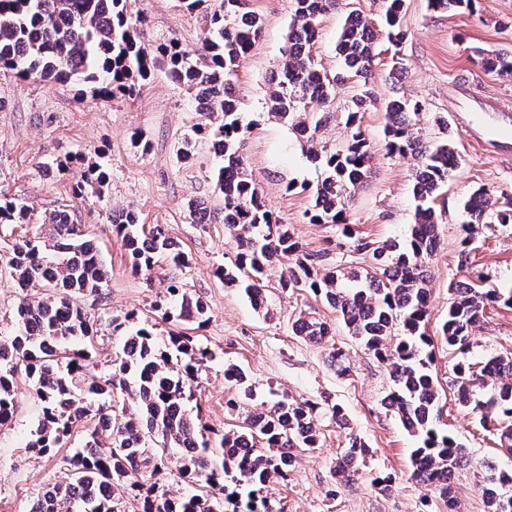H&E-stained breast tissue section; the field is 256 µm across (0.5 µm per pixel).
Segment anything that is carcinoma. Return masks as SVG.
<instances>
[{"label":"carcinoma","instance_id":"obj_1","mask_svg":"<svg viewBox=\"0 0 512 512\" xmlns=\"http://www.w3.org/2000/svg\"><path fill=\"white\" fill-rule=\"evenodd\" d=\"M385 28L354 9L345 17L336 41L342 58L341 76H330L318 67L313 48L320 19L335 9L336 0H293L288 51L272 73L275 90L269 109L306 141L314 139L328 119L307 111L310 104H324L338 82L352 80L362 87L348 113V137L335 151L310 150L320 170L313 189L309 221L341 224L348 233L346 201L370 174L373 152L357 125V114L375 101L372 85L378 65V37L392 45L406 37L401 26L403 0H381ZM477 0H430L431 8L448 12L476 9ZM263 28L262 18L239 6V0H221L210 16V38L204 52L193 54L172 43L161 49L170 77L188 89L209 92L206 105H198L204 120L192 126V136L182 148V158L192 156V138H213L224 165L215 182L224 197V229L238 244L233 266L222 270L224 283L244 289L255 310L267 309V270L286 265L279 285L291 291H309L336 311L350 335L390 368L393 381L385 397L408 431L420 440L411 452V476L439 491L455 512L452 484L444 482L454 470L470 462L463 444L439 430L441 410L432 373L434 347L426 331L429 317V281L423 259L433 254L439 241L434 204L447 184L460 155L453 140L436 146L424 144L414 132L422 105L400 97L385 104V149L390 156L410 155L418 160L413 196L417 201L410 239L383 243L357 241L355 250L369 255L371 270H327L322 257L310 254L261 201L245 170L243 146L248 127L242 124L241 99L236 77ZM488 73L512 75V55H481ZM0 70L42 81H73L78 94L108 97L132 95L134 82L151 74L149 56L138 30L127 15L126 0H0ZM86 183L102 190L109 172L98 163L87 167ZM471 219L470 231L491 218L512 224V210L492 212L490 200L480 190L464 200ZM30 210L9 197H0V224H28ZM111 222L137 271H150L166 255L178 266L185 255L164 226L144 229L138 213L126 208L112 214ZM53 233L49 240L26 235L16 238L8 257L0 256L18 288H50L45 300L21 295L14 313L15 332L0 336V425L14 413L16 377L21 375L41 406V418L29 448L39 455L62 447L81 423L86 436L82 446L65 458L67 477L42 489L29 512H124L115 487L140 486L147 468L165 462L175 448L181 453L180 474L196 486L191 495L173 496L150 491L143 512H272L270 503L257 496V487L280 478L293 466L295 449L318 448V403L286 395L268 404L253 406L242 424L216 438L188 408L193 383L213 358L196 337L171 331L165 339L147 323L125 336L113 359L112 373L91 377L82 351L70 353L76 342L93 345L94 318L79 303L84 296L99 297L110 279L109 270L82 225L65 210L48 216ZM176 302L160 300L152 310L161 319L195 323L202 327L206 307L170 288ZM451 301L442 325L448 355L455 358L448 386L458 404L479 417L481 427L499 436L501 446L512 452V355H493L481 362L468 358L471 336L484 322L487 306L501 299L493 289L471 283L451 285ZM297 335L311 343L329 336L326 322L303 316L295 323ZM399 341L388 345V339ZM241 397L252 399V385L236 368L227 370ZM491 389L484 400L477 384ZM368 453L358 438L337 459L333 474L348 482L357 474ZM487 512H512V472L490 468L482 486Z\"/></svg>","mask_w":512,"mask_h":512}]
</instances>
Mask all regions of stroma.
<instances>
[{"mask_svg":"<svg viewBox=\"0 0 512 512\" xmlns=\"http://www.w3.org/2000/svg\"><path fill=\"white\" fill-rule=\"evenodd\" d=\"M220 3L207 0L205 8L188 12L175 0H127V11L133 17L146 14L140 41L148 50L175 40L187 51L197 52L208 35V13ZM247 4L262 17L263 33L236 78L242 119L249 127L245 169L267 206L289 226L304 250L325 255L326 266L363 271L369 262L354 250V240L401 242L409 235L415 213L414 161L388 156L384 147L382 104L398 96L421 104L414 131L424 143L452 138L461 156L435 205L440 243L425 261L431 288L429 335L436 338L448 312L449 284L473 281L512 293V226L484 224L468 246V264L459 265L457 258L463 226L469 221L463 208L468 192L485 191L493 210L512 209V153L503 154L495 144L477 145L470 125L473 110H483L492 118L512 108V76L485 73L478 64L479 54L512 52V0H480L470 14L433 10L428 0H405L402 25L407 37L397 51L381 52L374 85L378 104L358 116L374 161L367 180L347 204L351 226L347 236L341 226L308 221L306 212L312 205L308 189L320 175L308 158L305 140L267 108L271 73L288 48L292 0H247ZM353 7L375 21L382 14L380 0H338L335 11L322 19L314 47L316 62L328 73L340 69L336 38ZM358 91L353 82L336 85L323 106L332 118L317 131L318 146L333 149L345 143L344 122ZM198 120L193 91L174 82L160 58L154 59L149 79L137 82L133 96L109 99L78 97L66 83L44 84L0 73V192L26 204L33 216L29 224H0V254H7L20 235L47 234L42 219L52 210H67L75 223L84 225L111 272L102 297L81 300L97 320L98 336L89 361L95 375L111 372L120 347L119 335L112 332L113 319L131 312L146 318L155 297L173 282L192 298L202 299L208 320L195 334L213 359L194 383L190 404L215 430L240 422L225 408L226 401L238 395L237 387L224 377L231 365L246 372L255 402L285 392L298 399L338 404L344 418L321 419L319 448L298 452L286 477L263 488L275 512H448L434 490L409 476L417 441L382 403L392 387L385 364L349 334L335 312L312 293L280 288L276 269L269 273L264 313L255 311L240 289L219 278V270L235 260L236 243L222 223L194 222L187 204L194 200L211 213H223L224 198L213 175L220 159L203 138L197 140L190 160L178 157L184 136ZM135 133L148 141V151L132 145ZM70 153L107 167L108 187L98 191L82 186L79 166L53 171V164ZM289 184L294 192H286ZM127 207L138 211L145 226L165 225L186 253L187 267L162 259L150 274L134 273L110 222L113 211ZM301 314L328 323V343L316 345L295 335L292 322ZM333 346L346 356L345 373H337L329 364ZM433 352L442 420L471 458L469 466L454 474L457 512H487L481 492L486 467L491 464L510 472L512 455L502 450L498 436L484 431L475 415L457 404L447 386L453 361L437 338ZM509 353L512 307L497 304L488 308L469 358L479 362L491 354ZM40 413L27 383L18 381L13 417L0 426V512H29L43 487L64 480V460L84 438L83 427H76L67 445L45 456L34 455L27 444ZM353 436L361 438L370 453L358 476L339 486L332 470ZM378 474L393 478L392 493L374 484Z\"/></svg>","mask_w":512,"mask_h":512,"instance_id":"stroma-1","label":"stroma"}]
</instances>
